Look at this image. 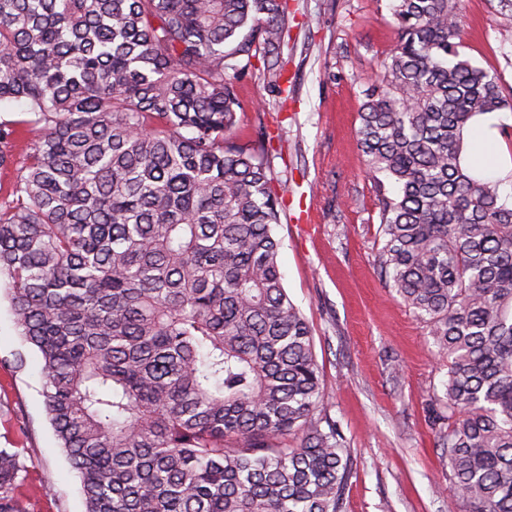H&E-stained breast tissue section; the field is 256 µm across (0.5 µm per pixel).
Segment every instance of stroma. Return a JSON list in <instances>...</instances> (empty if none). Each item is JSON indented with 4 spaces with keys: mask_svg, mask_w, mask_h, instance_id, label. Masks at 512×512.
<instances>
[{
    "mask_svg": "<svg viewBox=\"0 0 512 512\" xmlns=\"http://www.w3.org/2000/svg\"><path fill=\"white\" fill-rule=\"evenodd\" d=\"M391 0H288L280 92L262 65L236 84L238 137L267 132L266 160L282 203L284 285L313 328L324 407L352 459L341 512H448V458L428 421L448 363L375 267L380 247L373 178L358 143L362 92L394 47ZM500 0H465L463 58L512 86V28ZM493 141L468 137V159L512 194V110L482 116ZM24 356L23 370L11 363ZM41 359L13 323L0 288V448L21 453L16 493L36 512H85L81 486L46 418Z\"/></svg>",
    "mask_w": 512,
    "mask_h": 512,
    "instance_id": "obj_1",
    "label": "stroma"
}]
</instances>
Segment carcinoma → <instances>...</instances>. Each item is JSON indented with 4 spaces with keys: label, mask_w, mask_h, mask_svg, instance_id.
<instances>
[{
    "label": "carcinoma",
    "mask_w": 512,
    "mask_h": 512,
    "mask_svg": "<svg viewBox=\"0 0 512 512\" xmlns=\"http://www.w3.org/2000/svg\"><path fill=\"white\" fill-rule=\"evenodd\" d=\"M464 0H394L364 91L377 267L448 359L431 427L451 512H512V201L464 160L512 110L460 58ZM287 0H0V276L86 512H339L352 462L278 263L243 58L280 74ZM32 135L21 166L15 141ZM396 190L389 192L385 182ZM21 452L0 448V512Z\"/></svg>",
    "instance_id": "carcinoma-1"
}]
</instances>
